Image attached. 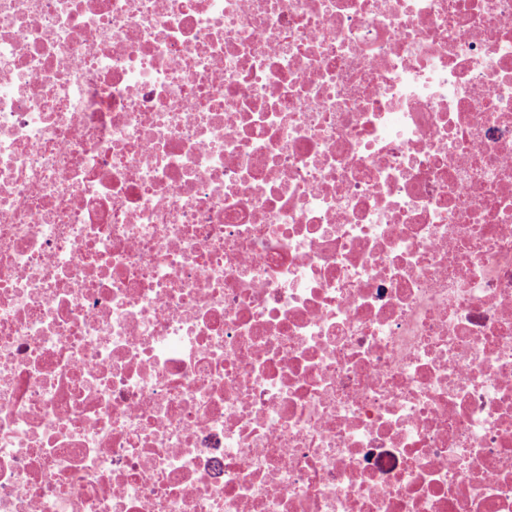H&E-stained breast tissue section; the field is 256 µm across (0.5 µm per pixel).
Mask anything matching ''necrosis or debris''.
Instances as JSON below:
<instances>
[{
	"label": "necrosis or debris",
	"instance_id": "1",
	"mask_svg": "<svg viewBox=\"0 0 512 512\" xmlns=\"http://www.w3.org/2000/svg\"><path fill=\"white\" fill-rule=\"evenodd\" d=\"M0 512H512V0H0Z\"/></svg>",
	"mask_w": 512,
	"mask_h": 512
}]
</instances>
